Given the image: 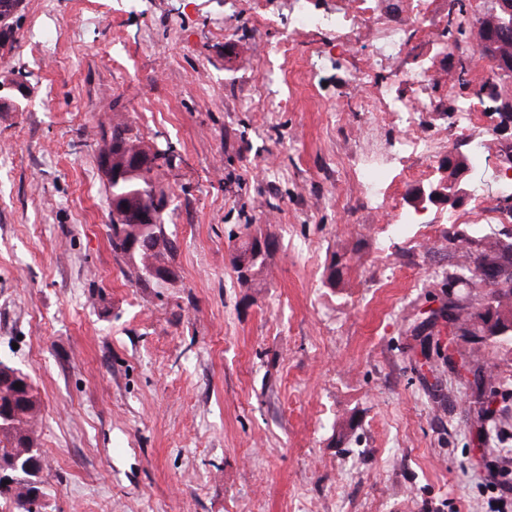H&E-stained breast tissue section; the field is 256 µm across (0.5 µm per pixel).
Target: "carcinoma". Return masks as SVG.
<instances>
[{"label": "carcinoma", "mask_w": 512, "mask_h": 512, "mask_svg": "<svg viewBox=\"0 0 512 512\" xmlns=\"http://www.w3.org/2000/svg\"><path fill=\"white\" fill-rule=\"evenodd\" d=\"M101 141L98 164L108 178L109 197L119 200L127 213L122 223L110 219L112 250L126 259L128 280L145 285L146 263L166 266L176 251L165 224L166 189L154 173L159 153L130 135L126 126H113L110 133L102 134ZM136 147L150 156L144 170L130 166L126 159V152ZM471 255L468 242L460 241L453 270L441 272L442 286L450 289L463 280L466 291L448 296V302L432 311L425 323L434 328L443 320L453 328L448 362H458L471 375L467 388L475 408L469 410L468 420L482 438L488 439L497 431L491 404L507 388L495 363L485 358L483 347L512 346V333H493L498 325H512V241L488 242L476 259ZM21 375L19 369L0 361V462L15 466L18 476L12 486L0 484V498L12 500L19 512H42L45 489L39 477L37 443L40 402L32 384L24 389L15 387Z\"/></svg>", "instance_id": "obj_1"}]
</instances>
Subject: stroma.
<instances>
[{
    "label": "stroma",
    "mask_w": 512,
    "mask_h": 512,
    "mask_svg": "<svg viewBox=\"0 0 512 512\" xmlns=\"http://www.w3.org/2000/svg\"><path fill=\"white\" fill-rule=\"evenodd\" d=\"M448 3L384 61L403 0L302 35L296 6L339 0H269L265 24L256 0H23L0 57V360L38 393L44 512H490L487 479L512 485V425L481 445L466 383L414 332L448 299L433 274L455 235L476 253L512 238V128L478 92L487 59L446 48ZM42 26L58 31L47 53ZM384 92L421 102L412 128L433 154L404 158L395 114L353 100ZM115 125L167 157L178 249L160 288L130 283L112 250L97 156ZM452 154L487 189L413 203ZM363 167L382 170L375 189ZM401 214L416 221L399 232ZM246 227L278 242L249 288L231 266ZM403 45V28L400 24H388L380 32L378 38L379 55L385 59L393 58Z\"/></svg>",
    "instance_id": "stroma-1"
}]
</instances>
